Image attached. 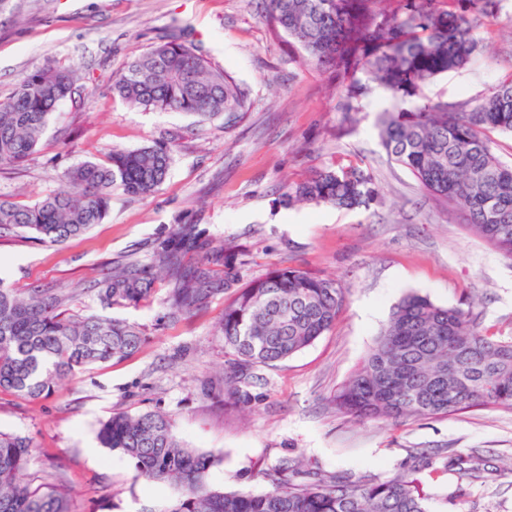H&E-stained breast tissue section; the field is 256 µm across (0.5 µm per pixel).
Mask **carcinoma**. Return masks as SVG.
<instances>
[{
  "instance_id": "1",
  "label": "carcinoma",
  "mask_w": 512,
  "mask_h": 512,
  "mask_svg": "<svg viewBox=\"0 0 512 512\" xmlns=\"http://www.w3.org/2000/svg\"><path fill=\"white\" fill-rule=\"evenodd\" d=\"M503 0H265V18L301 50L309 65L342 78V112L362 110L366 78L398 105L378 117L387 156L408 168L430 195L461 210L468 227L512 259V166L491 134L512 133V79L475 101L448 105L424 95L436 78L464 68L478 53L476 29ZM75 70L50 63L27 73L0 100V166L38 151L56 109L76 93ZM113 91L144 110H173L211 120L249 108V93L179 36L151 47L113 76ZM413 101L410 108L402 104ZM172 154L162 145L114 148L106 161H84L64 173L67 189L32 205L0 199V237L26 234L61 245L101 223L112 194L148 196L165 181ZM279 202L369 210L382 197L367 169L333 163L283 187ZM238 254L216 246L196 224H175L155 242L151 264L124 258L94 280L107 306L137 307L158 274L169 285L166 318L176 322L226 295L217 329L231 356L224 390L248 402L243 387L255 366H275L329 331L346 289L299 268L244 280ZM72 295L57 285L20 293L0 282V390L29 399L49 395L87 367L133 354L142 329L123 319L71 312ZM342 414L377 420L448 416L475 407L512 410V336L482 329L469 309L410 293L395 306L357 371L332 399ZM97 439L126 457L145 480L176 484L181 495L163 512H427L429 495L409 473L385 480L304 471L288 461L265 469L270 489L219 491L207 481L219 461L181 443L161 412H119ZM30 441L0 432V512H74L59 484L26 479ZM478 456L448 449L445 467L477 476Z\"/></svg>"
}]
</instances>
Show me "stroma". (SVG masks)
Returning <instances> with one entry per match:
<instances>
[{"instance_id":"1","label":"stroma","mask_w":512,"mask_h":512,"mask_svg":"<svg viewBox=\"0 0 512 512\" xmlns=\"http://www.w3.org/2000/svg\"><path fill=\"white\" fill-rule=\"evenodd\" d=\"M173 32L248 88L249 111L201 122L136 109L113 94V74ZM476 36L481 51L439 77L427 97L458 103L512 76V0ZM294 54L286 35L268 26L263 0H9L0 10V98L49 63L73 66L80 77L38 152L0 167V198L33 204L64 189L67 169L103 160L114 147L163 144L173 157L155 193H115L104 221L80 237L62 245L0 238L4 285L75 289V312L124 318L145 333L131 356L91 366L48 397L0 391V431L30 440V473L65 485L75 512H163L177 496L97 440L112 413L146 410L166 413L187 446L218 455L208 476L217 490H266L262 470L297 458L315 470L383 480L409 471L427 450L435 458L419 477L435 493L430 512H512V472L504 468L512 461V411L395 422L347 416L330 403L407 293L472 307L484 330L512 336V260L387 157L377 129L390 105L384 89L369 84L355 122H344L335 73L295 63ZM335 161L366 168L384 205L279 204L285 184ZM176 224L199 225L233 247L244 278L295 267L347 289L331 330L287 361L255 369L247 408L224 391L229 357L216 329L223 300L172 324L164 282L136 308H105L89 288L106 262L149 263L153 241ZM443 448L482 457L489 469L476 481L445 472L436 455Z\"/></svg>"}]
</instances>
